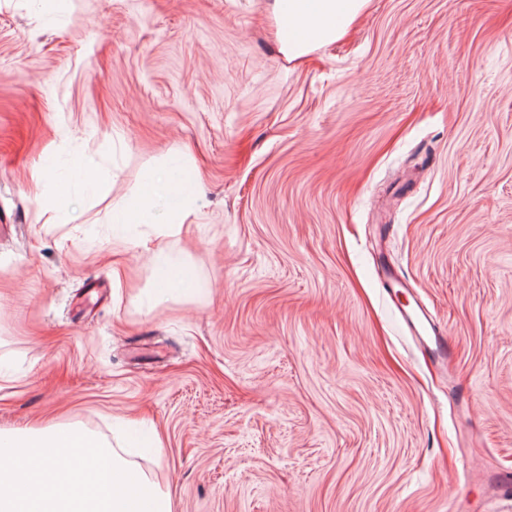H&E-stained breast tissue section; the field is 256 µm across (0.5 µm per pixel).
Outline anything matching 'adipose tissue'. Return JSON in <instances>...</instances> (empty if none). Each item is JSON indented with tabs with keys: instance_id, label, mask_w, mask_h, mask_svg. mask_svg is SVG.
Listing matches in <instances>:
<instances>
[{
	"instance_id": "1",
	"label": "adipose tissue",
	"mask_w": 512,
	"mask_h": 512,
	"mask_svg": "<svg viewBox=\"0 0 512 512\" xmlns=\"http://www.w3.org/2000/svg\"><path fill=\"white\" fill-rule=\"evenodd\" d=\"M370 0H273L280 53L290 61L341 39Z\"/></svg>"
}]
</instances>
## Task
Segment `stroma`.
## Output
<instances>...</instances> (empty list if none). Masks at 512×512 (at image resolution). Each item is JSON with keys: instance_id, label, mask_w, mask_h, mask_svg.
Masks as SVG:
<instances>
[{"instance_id": "35a3bbf8", "label": "stroma", "mask_w": 512, "mask_h": 512, "mask_svg": "<svg viewBox=\"0 0 512 512\" xmlns=\"http://www.w3.org/2000/svg\"><path fill=\"white\" fill-rule=\"evenodd\" d=\"M59 425L155 428L173 512H512V0L297 62L264 0H0V430ZM420 314L413 308L397 306L400 322L415 339L421 352L431 362L443 371L448 369L451 362V347L448 343L447 331L442 330L419 305Z\"/></svg>"}]
</instances>
